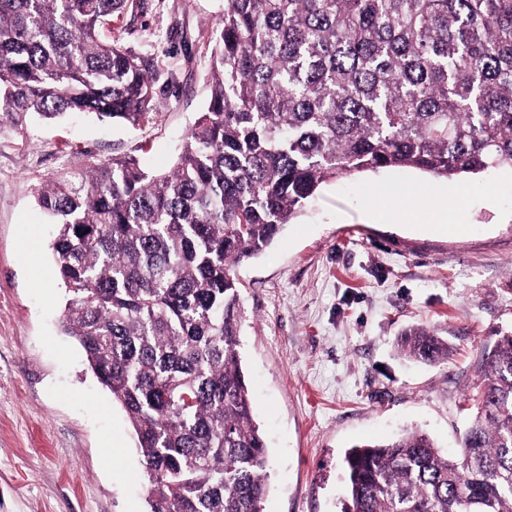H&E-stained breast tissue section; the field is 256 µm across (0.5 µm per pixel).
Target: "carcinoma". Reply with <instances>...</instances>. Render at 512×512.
<instances>
[{"mask_svg":"<svg viewBox=\"0 0 512 512\" xmlns=\"http://www.w3.org/2000/svg\"><path fill=\"white\" fill-rule=\"evenodd\" d=\"M140 0H0V115L138 126L162 72L102 28ZM209 98L173 169L114 159L35 196L56 226L65 332L137 436L150 512H261L268 450L233 268L330 180L512 168V0H228ZM398 348L425 364L427 328ZM461 455L419 432L345 455L340 512H512V335L482 356Z\"/></svg>","mask_w":512,"mask_h":512,"instance_id":"cac0c4a2","label":"carcinoma"}]
</instances>
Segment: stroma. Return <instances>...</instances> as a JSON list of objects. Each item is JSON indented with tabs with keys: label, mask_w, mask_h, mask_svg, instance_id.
<instances>
[{
	"label": "stroma",
	"mask_w": 512,
	"mask_h": 512,
	"mask_svg": "<svg viewBox=\"0 0 512 512\" xmlns=\"http://www.w3.org/2000/svg\"><path fill=\"white\" fill-rule=\"evenodd\" d=\"M225 2L143 0L113 22L126 45L178 73L144 125L0 120V512H149L134 431L61 328L54 227L34 193L92 162L170 166L209 97L208 37ZM436 197L447 226L392 223L394 208ZM234 275L270 459L263 512H339L352 447L418 430L460 453L482 354L512 334V170L443 180L386 168L326 182ZM413 327L448 339V362L398 355Z\"/></svg>",
	"instance_id": "obj_1"
}]
</instances>
